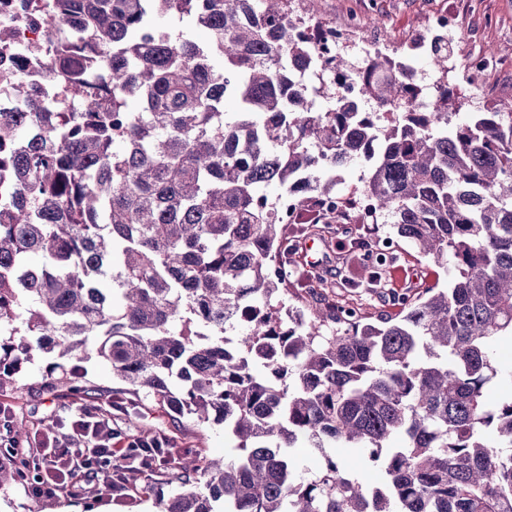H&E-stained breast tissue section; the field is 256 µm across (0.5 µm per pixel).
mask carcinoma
Masks as SVG:
<instances>
[{
	"label": "carcinoma",
	"instance_id": "1",
	"mask_svg": "<svg viewBox=\"0 0 512 512\" xmlns=\"http://www.w3.org/2000/svg\"><path fill=\"white\" fill-rule=\"evenodd\" d=\"M294 3L15 0L18 26L0 24L17 103L0 112V381L55 353L52 392L93 352L125 390L230 429L229 455L165 470L180 491L157 512H512V396H487L512 382L492 349L512 338V104L450 130L448 34L430 38L428 93L380 49L362 65L320 55L306 30L326 25ZM169 15L207 42L160 27ZM22 28L41 35L16 62ZM348 83L372 108L334 92ZM357 159L367 174L340 189ZM272 183L298 192L286 224ZM360 220L447 287L391 294L397 317L344 318L312 272L309 299L286 301L290 235ZM390 261L342 287L376 292ZM28 438L8 425L0 490L33 473L15 448Z\"/></svg>",
	"mask_w": 512,
	"mask_h": 512
}]
</instances>
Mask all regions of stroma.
<instances>
[{
    "label": "stroma",
    "instance_id": "1",
    "mask_svg": "<svg viewBox=\"0 0 512 512\" xmlns=\"http://www.w3.org/2000/svg\"><path fill=\"white\" fill-rule=\"evenodd\" d=\"M296 8L335 24L358 15L362 34L380 37L390 53L407 49L425 36L432 14L451 13L456 27L448 35V84L457 92L460 108L450 114V122L467 120L471 113L512 100V0H298ZM476 51L504 62L502 68L487 72L477 85L470 82L466 70L469 57ZM351 240V234L341 229L322 238L298 236L295 263L331 280L341 268L350 275L359 273L351 252L338 249L339 244L347 246ZM53 361L47 354L34 356L15 373L12 385L0 388V403L11 404L14 417L26 420L31 432L47 430L54 420L72 415L83 404L110 409L112 390L118 382L107 364L95 356L81 360L78 369L87 383L86 390L49 393L45 379ZM110 411L112 427L127 434L141 430L166 435L174 447L190 449L203 459L227 454L234 446L223 426L201 424L190 416L174 418L166 406L150 396H139ZM172 491L160 473L138 477L137 495L131 502L90 483L78 497L35 499L25 484L16 483L0 491V512H155L156 498Z\"/></svg>",
    "mask_w": 512,
    "mask_h": 512
}]
</instances>
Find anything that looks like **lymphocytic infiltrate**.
Here are the masks:
<instances>
[{
    "label": "lymphocytic infiltrate",
    "instance_id": "lymphocytic-infiltrate-1",
    "mask_svg": "<svg viewBox=\"0 0 512 512\" xmlns=\"http://www.w3.org/2000/svg\"><path fill=\"white\" fill-rule=\"evenodd\" d=\"M117 436L108 415L98 409L80 411L67 435L44 432L32 449L38 476L29 487L30 495L37 499L67 495L81 483L94 480L120 488L124 499H133L138 475L151 468L153 457L165 451L167 442L134 439L116 448L112 441Z\"/></svg>",
    "mask_w": 512,
    "mask_h": 512
}]
</instances>
